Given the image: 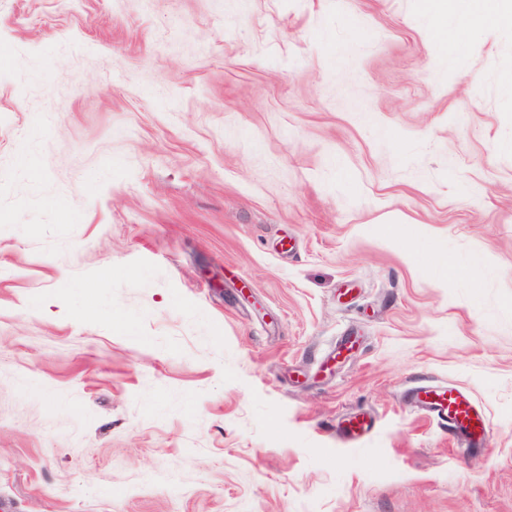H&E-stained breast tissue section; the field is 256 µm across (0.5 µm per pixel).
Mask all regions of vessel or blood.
I'll list each match as a JSON object with an SVG mask.
<instances>
[{
  "instance_id": "vessel-or-blood-1",
  "label": "vessel or blood",
  "mask_w": 512,
  "mask_h": 512,
  "mask_svg": "<svg viewBox=\"0 0 512 512\" xmlns=\"http://www.w3.org/2000/svg\"><path fill=\"white\" fill-rule=\"evenodd\" d=\"M408 394L415 406L428 416L448 426L456 436L464 439L467 446L484 445L487 420L470 398L458 388L443 384H418L409 387ZM366 414L349 415L341 429L344 438L355 440L370 428Z\"/></svg>"
}]
</instances>
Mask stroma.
<instances>
[{
    "label": "stroma",
    "instance_id": "obj_1",
    "mask_svg": "<svg viewBox=\"0 0 512 512\" xmlns=\"http://www.w3.org/2000/svg\"><path fill=\"white\" fill-rule=\"evenodd\" d=\"M504 6L0 0V503L512 512ZM407 392L417 408L448 425L452 433L464 439L467 447L485 445L486 417L458 388L443 384H418L410 386ZM371 426L370 418L364 413L349 415L341 428V434L347 440H357L362 437Z\"/></svg>",
    "mask_w": 512,
    "mask_h": 512
}]
</instances>
